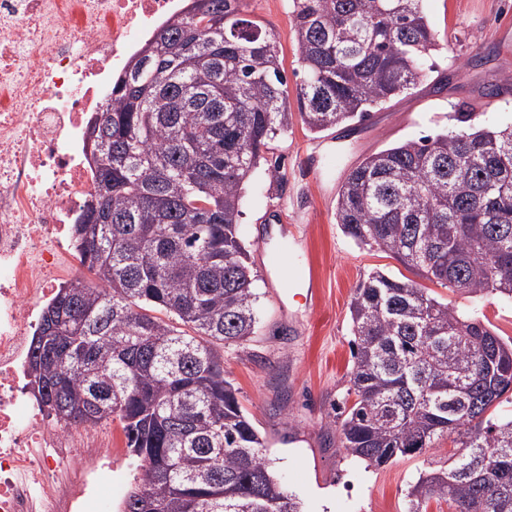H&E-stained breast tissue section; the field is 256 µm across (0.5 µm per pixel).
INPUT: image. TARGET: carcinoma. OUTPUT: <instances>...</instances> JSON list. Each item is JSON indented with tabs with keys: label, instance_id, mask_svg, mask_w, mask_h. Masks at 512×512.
Masks as SVG:
<instances>
[{
	"label": "carcinoma",
	"instance_id": "carcinoma-1",
	"mask_svg": "<svg viewBox=\"0 0 512 512\" xmlns=\"http://www.w3.org/2000/svg\"><path fill=\"white\" fill-rule=\"evenodd\" d=\"M305 69L289 104L275 38L246 0H194L128 65L94 121L98 186L75 225L92 286L59 289L28 376L44 413L119 419L142 461L121 512H301L224 369L258 325L239 235L242 187L293 118L321 133L414 89L437 50L421 0H291ZM336 223L417 275L512 299V124L374 152L341 185ZM355 350L338 424L370 466L454 437L459 456L420 474L406 512H512V341L411 280L374 272L350 302Z\"/></svg>",
	"mask_w": 512,
	"mask_h": 512
}]
</instances>
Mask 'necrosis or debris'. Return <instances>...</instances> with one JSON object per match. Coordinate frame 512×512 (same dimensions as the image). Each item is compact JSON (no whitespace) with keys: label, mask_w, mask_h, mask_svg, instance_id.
<instances>
[{"label":"necrosis or debris","mask_w":512,"mask_h":512,"mask_svg":"<svg viewBox=\"0 0 512 512\" xmlns=\"http://www.w3.org/2000/svg\"><path fill=\"white\" fill-rule=\"evenodd\" d=\"M191 0H0V512H113L112 435L46 418L26 389L43 305L77 262L96 189L90 122Z\"/></svg>","instance_id":"necrosis-or-debris-1"}]
</instances>
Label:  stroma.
I'll use <instances>...</instances> for the list:
<instances>
[{
  "instance_id": "stroma-1",
  "label": "stroma",
  "mask_w": 512,
  "mask_h": 512,
  "mask_svg": "<svg viewBox=\"0 0 512 512\" xmlns=\"http://www.w3.org/2000/svg\"><path fill=\"white\" fill-rule=\"evenodd\" d=\"M251 18L276 38L289 86L304 71L288 0H251ZM439 49L411 91L373 112L366 125L342 124L322 133L294 122L270 141L265 160L245 181L240 221L257 277L260 322L246 345L224 348V365L243 409L265 436L266 457L303 512H404L410 485L428 468L457 452L451 439L425 453L399 456L376 469L348 455L336 421L350 407L353 366L349 304L356 286L381 271L411 278L397 260L361 247L336 222L337 192L348 172L375 151L454 130V112L470 107L473 125L512 122V95L479 98L491 78L512 79V0H422ZM448 83L437 92L438 75ZM305 268L290 285L285 267ZM421 287L465 312L481 308L490 328L512 341V300L470 298L420 279ZM112 434V497L122 501L140 471L120 421Z\"/></svg>"
}]
</instances>
